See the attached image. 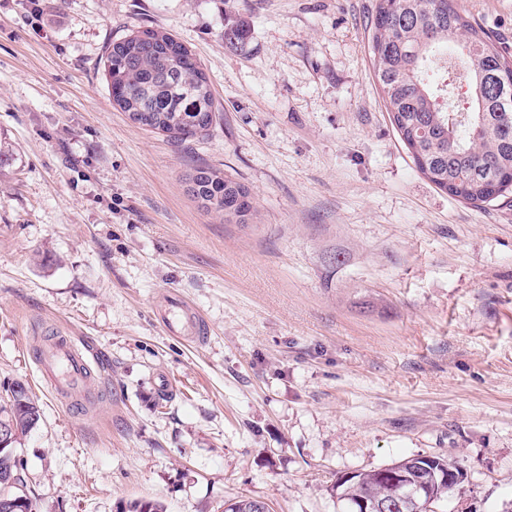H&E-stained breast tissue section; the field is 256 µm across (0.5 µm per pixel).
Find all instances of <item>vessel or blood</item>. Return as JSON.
I'll use <instances>...</instances> for the list:
<instances>
[{
	"mask_svg": "<svg viewBox=\"0 0 512 512\" xmlns=\"http://www.w3.org/2000/svg\"><path fill=\"white\" fill-rule=\"evenodd\" d=\"M161 320L174 336L203 344L210 332L208 323L181 297L168 295ZM43 374L55 392L69 398L81 392L91 376V363L71 338L58 337L40 359Z\"/></svg>",
	"mask_w": 512,
	"mask_h": 512,
	"instance_id": "vessel-or-blood-1",
	"label": "vessel or blood"
}]
</instances>
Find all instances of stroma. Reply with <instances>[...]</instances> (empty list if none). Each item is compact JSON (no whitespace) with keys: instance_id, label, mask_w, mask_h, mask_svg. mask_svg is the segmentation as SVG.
<instances>
[{"instance_id":"stroma-1","label":"stroma","mask_w":512,"mask_h":512,"mask_svg":"<svg viewBox=\"0 0 512 512\" xmlns=\"http://www.w3.org/2000/svg\"><path fill=\"white\" fill-rule=\"evenodd\" d=\"M456 2L512 60V0ZM377 3L0 0V397L21 381L41 408L20 450L36 512H342L338 476L416 455L465 476L438 512L512 504V201L417 172L372 68ZM146 27L200 62L207 134L113 107L101 57ZM200 164L251 191L253 221L201 206ZM169 293L205 344L164 331ZM53 332L94 357L88 411L40 371Z\"/></svg>"}]
</instances>
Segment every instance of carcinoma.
Segmentation results:
<instances>
[{
    "mask_svg": "<svg viewBox=\"0 0 512 512\" xmlns=\"http://www.w3.org/2000/svg\"><path fill=\"white\" fill-rule=\"evenodd\" d=\"M370 53L391 123L417 170L441 190L474 207L512 194V61L491 36L458 10L455 0H378ZM461 44L462 76L471 111L439 104L448 84L429 74L440 50ZM112 101L121 111L148 114L147 129L174 140L205 134L218 108L207 77L191 50L164 29L146 27L110 42L100 60ZM203 207L245 224L256 216L254 197L239 186L243 210L224 189L234 180L203 168ZM13 423L18 441L39 423L40 407L17 381L0 401V420ZM448 460L417 455L381 468L337 478L332 492L351 512L365 500L371 512H423L460 486L445 480ZM19 500L14 512H35L23 462H0V494Z\"/></svg>",
    "mask_w": 512,
    "mask_h": 512,
    "instance_id": "obj_1",
    "label": "carcinoma"
}]
</instances>
